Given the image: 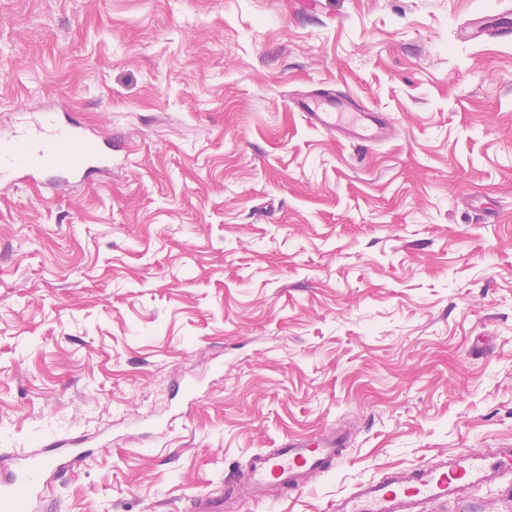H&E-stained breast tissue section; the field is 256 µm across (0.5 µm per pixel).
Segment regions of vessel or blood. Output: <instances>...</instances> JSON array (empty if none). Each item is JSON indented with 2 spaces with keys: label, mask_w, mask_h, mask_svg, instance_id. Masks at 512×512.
<instances>
[{
  "label": "vessel or blood",
  "mask_w": 512,
  "mask_h": 512,
  "mask_svg": "<svg viewBox=\"0 0 512 512\" xmlns=\"http://www.w3.org/2000/svg\"><path fill=\"white\" fill-rule=\"evenodd\" d=\"M298 107L314 127L340 131L359 143L381 142L392 135L381 113L342 96L315 95ZM111 159L109 140H97L77 123L52 116L35 131L16 132L13 141L0 145V171L36 175L56 187L108 170ZM347 442L342 428L328 430L314 441L287 438L279 447L253 455L244 475H228L220 497L190 499L186 512H224L226 502L240 496L262 501L274 488L302 491ZM91 454V449L75 444L63 452L51 443L21 457L14 471H0V512H36L43 503L44 477L64 472ZM502 483L512 493V445L463 448L360 483L337 501L335 512H423L426 504L446 501L471 487Z\"/></svg>",
  "instance_id": "obj_1"
}]
</instances>
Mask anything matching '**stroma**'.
Wrapping results in <instances>:
<instances>
[{
  "mask_svg": "<svg viewBox=\"0 0 512 512\" xmlns=\"http://www.w3.org/2000/svg\"><path fill=\"white\" fill-rule=\"evenodd\" d=\"M512 0H0V136L75 111L112 172L0 184V459L86 436L43 512H176L287 437L307 491L512 442ZM395 134L357 144L293 99ZM298 107L314 127L340 131L358 143L381 142L392 135V128L381 113L343 96L315 95L301 100ZM344 115L352 119L343 121Z\"/></svg>",
  "mask_w": 512,
  "mask_h": 512,
  "instance_id": "35a3bbf8",
  "label": "stroma"
}]
</instances>
